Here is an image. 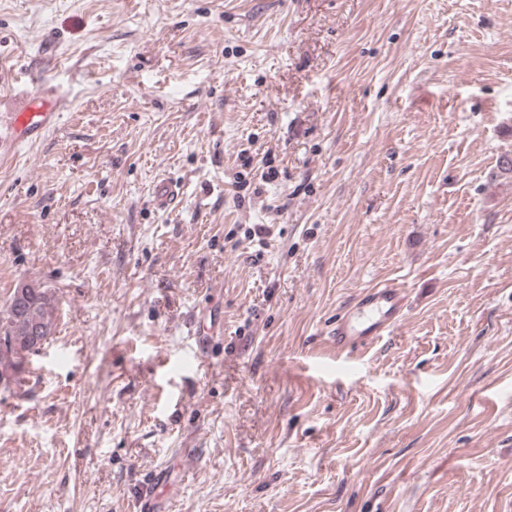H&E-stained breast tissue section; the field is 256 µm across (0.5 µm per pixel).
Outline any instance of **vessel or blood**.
I'll return each mask as SVG.
<instances>
[{
  "label": "vessel or blood",
  "instance_id": "1",
  "mask_svg": "<svg viewBox=\"0 0 512 512\" xmlns=\"http://www.w3.org/2000/svg\"><path fill=\"white\" fill-rule=\"evenodd\" d=\"M65 106V100L55 91L32 92L27 105L11 113L8 123L0 122V155L41 138L57 124ZM153 198L162 210L179 204L174 184L166 179L156 183ZM405 299L404 288L393 283L364 290L355 304L338 313L328 327L327 334L338 354L372 344L398 327L404 317ZM168 481L167 471H159L138 499L137 512H160L164 500L159 491Z\"/></svg>",
  "mask_w": 512,
  "mask_h": 512
}]
</instances>
